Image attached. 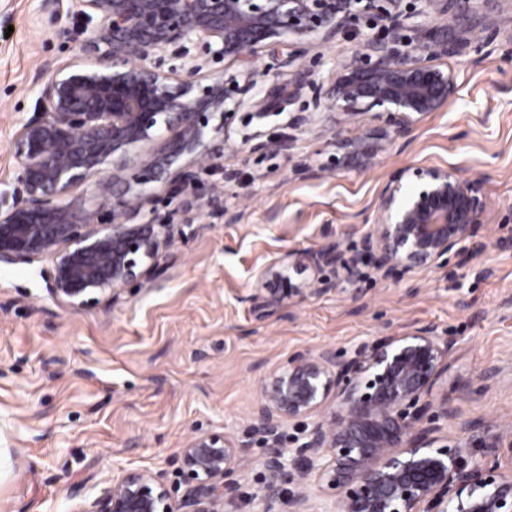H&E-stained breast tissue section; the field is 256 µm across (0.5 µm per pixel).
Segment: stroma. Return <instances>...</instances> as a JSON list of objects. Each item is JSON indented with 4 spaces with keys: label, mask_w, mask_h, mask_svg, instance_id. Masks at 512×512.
<instances>
[{
    "label": "stroma",
    "mask_w": 512,
    "mask_h": 512,
    "mask_svg": "<svg viewBox=\"0 0 512 512\" xmlns=\"http://www.w3.org/2000/svg\"><path fill=\"white\" fill-rule=\"evenodd\" d=\"M42 0H0V197L15 186L11 139L34 112L36 73L67 61L64 22ZM512 14L501 0L492 38L441 58L460 90L407 137L386 143L366 168H336V116L317 109L293 75L263 57L251 91L275 111L241 108L219 140L220 159L195 169L192 190L148 185L136 223L180 224L149 281L80 310L52 296L45 261L0 267V512H81L113 478L146 469L181 486L177 453L201 432L248 442L231 475L239 512H259L265 450L250 439L260 383L289 356L323 347L344 356L383 336L420 329L448 343L450 369L434 388L454 415L442 444L490 461L512 441ZM377 31L305 45L315 79L328 76ZM293 140L290 155L271 144ZM454 164L484 181L487 224L441 264L384 279L367 269L358 300L331 291L286 298L272 311L253 300L268 267L292 283L295 253L351 248L373 203L401 168Z\"/></svg>",
    "instance_id": "obj_1"
}]
</instances>
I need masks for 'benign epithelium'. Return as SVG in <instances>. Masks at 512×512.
Here are the masks:
<instances>
[{
  "instance_id": "obj_1",
  "label": "benign epithelium",
  "mask_w": 512,
  "mask_h": 512,
  "mask_svg": "<svg viewBox=\"0 0 512 512\" xmlns=\"http://www.w3.org/2000/svg\"><path fill=\"white\" fill-rule=\"evenodd\" d=\"M424 2L428 29L403 0H43L74 24L99 23L69 60L42 66L38 107L12 137L17 187L12 203L0 205V264L50 260L49 290L74 309L147 280L183 229L126 223L143 196L128 189L107 201L110 223L100 224L76 190L94 177L118 179L161 128L170 137L144 158L140 184L163 180L175 192L190 183L188 167L215 159L204 140L211 119L219 117L222 130L226 115L249 102L260 113L271 107L249 96L266 52L282 57L297 87L313 88L325 111L339 115L336 144L364 167L381 141L408 135L457 95L454 73L436 60L485 30L473 0ZM363 18L383 34L337 62L325 81L312 79L303 55L284 41L330 38ZM198 45L237 62L244 77L203 73L190 54ZM171 47L184 62L165 69ZM369 113L386 128L345 133L346 117ZM374 212L356 248L336 244L303 256L317 271L343 272L353 301L365 268L389 277L432 265L489 218L482 181L455 166L398 171ZM337 286L318 277L288 295L306 299ZM447 374L448 345L427 330L385 336L348 359L328 347L297 354L272 370L249 425L266 448L261 512H314L305 492L284 493L285 479L301 487L317 481L334 492L339 512H512V443L504 465L438 445L435 419L448 416V399L430 396ZM315 415L321 419L304 427L302 442L285 449V425ZM246 448L224 434L199 433L179 453L182 497L151 472L131 469L80 512H238L225 476Z\"/></svg>"
}]
</instances>
